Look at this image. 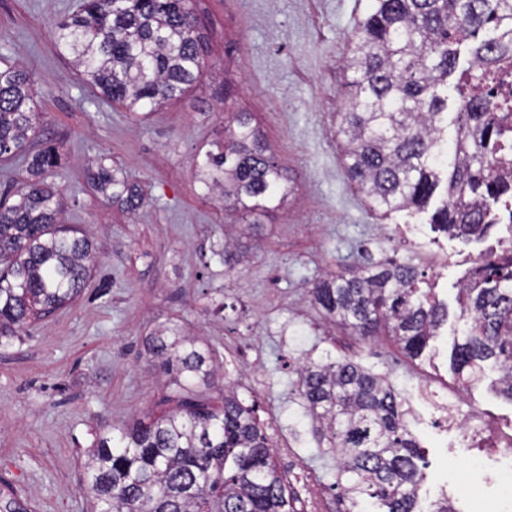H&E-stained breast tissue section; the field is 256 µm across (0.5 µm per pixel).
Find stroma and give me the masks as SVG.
I'll use <instances>...</instances> for the list:
<instances>
[{
  "instance_id": "obj_1",
  "label": "stroma",
  "mask_w": 512,
  "mask_h": 512,
  "mask_svg": "<svg viewBox=\"0 0 512 512\" xmlns=\"http://www.w3.org/2000/svg\"><path fill=\"white\" fill-rule=\"evenodd\" d=\"M73 3L0 0V56L34 81L46 114L40 141L63 145L65 168L53 179L66 202L61 219L101 247L74 303L0 347V487L12 488L28 512H95L83 490L85 455L100 433L170 394L148 369L142 340L178 325L209 346L220 376L255 407L275 464L293 482L296 512L349 507L336 485L337 459L311 437L296 387L297 364L329 356L387 374L413 407L423 512L455 491L463 496L458 512L474 500L487 512H512V489H487L471 463L476 449L433 429L416 403L426 382L458 396L462 418L479 409L512 421V402L491 377L466 382L449 366L458 285L470 257L490 251L505 229L466 243L433 231L425 213L381 220L342 160L345 60L370 0H191L206 76L139 120L101 102L57 49L53 24ZM235 112L254 114L294 183L280 209L242 216L195 176L194 156L227 140ZM103 157L144 186L136 214L91 188L88 164ZM228 233L245 255L229 272L219 257ZM391 249L448 307L432 348L417 360L386 333L364 340L325 321L306 294L325 272Z\"/></svg>"
}]
</instances>
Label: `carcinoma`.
Listing matches in <instances>:
<instances>
[{
  "label": "carcinoma",
  "instance_id": "1",
  "mask_svg": "<svg viewBox=\"0 0 512 512\" xmlns=\"http://www.w3.org/2000/svg\"><path fill=\"white\" fill-rule=\"evenodd\" d=\"M490 27L457 71L458 45ZM59 50L73 56L83 80L106 102L134 113L181 96L201 81V36L189 0H78L53 25ZM512 51V0H371L347 58L338 135L347 173L370 207L386 218L441 206L429 223L448 236L480 239L512 198V112L465 100L463 86ZM457 98L453 146L444 138L448 88ZM30 75L0 58V158L26 173L19 200H0V346L36 321L72 304L96 261L93 242L59 223L62 203L49 178L62 167L59 147L31 150L41 115ZM228 141L196 160L207 189L245 212L281 207L294 191L248 112L231 117ZM452 151L450 171L441 159ZM96 190L127 211L143 206L142 188L99 162ZM372 274L330 273L309 288L311 303L361 336L385 329L412 359L421 358L448 320V307L420 288L410 261L369 262ZM461 339L450 368L460 378L500 374L512 401V254L481 257L459 288ZM152 368L175 386V409L134 418L97 436L87 456L96 512H294L254 409L224 387L222 406L209 389L218 369L212 352L180 327L143 340ZM311 433L341 460L349 512H422L419 444L405 399L360 363L310 362L298 372Z\"/></svg>",
  "mask_w": 512,
  "mask_h": 512
}]
</instances>
